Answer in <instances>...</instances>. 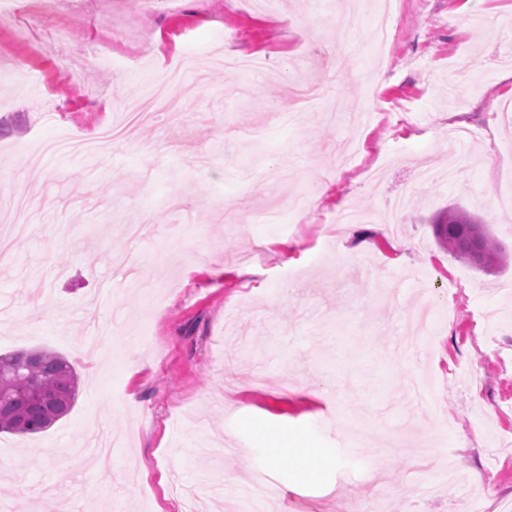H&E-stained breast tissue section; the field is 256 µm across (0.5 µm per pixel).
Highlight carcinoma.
<instances>
[{
	"label": "carcinoma",
	"instance_id": "1",
	"mask_svg": "<svg viewBox=\"0 0 512 512\" xmlns=\"http://www.w3.org/2000/svg\"><path fill=\"white\" fill-rule=\"evenodd\" d=\"M438 243L457 259L482 267L483 254L494 267L506 254L473 216L458 207L433 220ZM79 393L78 374L62 354L49 349H21L0 355V432L38 434L72 409Z\"/></svg>",
	"mask_w": 512,
	"mask_h": 512
}]
</instances>
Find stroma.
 Wrapping results in <instances>:
<instances>
[{
	"label": "stroma",
	"mask_w": 512,
	"mask_h": 512,
	"mask_svg": "<svg viewBox=\"0 0 512 512\" xmlns=\"http://www.w3.org/2000/svg\"><path fill=\"white\" fill-rule=\"evenodd\" d=\"M380 0H99L134 39L123 69L95 57L82 0L38 27L0 18V195L23 194L28 236L0 266V354L47 347L79 376L72 410L36 435L0 433V512H484L512 498V0H397L386 53ZM67 29L58 42L51 29ZM198 57L179 122L126 123L111 153L31 151L85 138ZM70 60L60 76L53 61ZM493 59L491 70L472 68ZM452 126L479 129L468 145ZM67 179H58L59 169ZM305 194L283 223L263 213ZM402 203L401 228L382 220ZM451 205L509 257L458 261L430 219ZM354 206L358 224L337 225ZM305 429L332 463L248 439ZM460 478L427 493L419 449ZM289 447V448H288ZM296 460V481L302 484L319 482L323 474L331 467L330 459L322 455L302 435H294L287 444Z\"/></svg>",
	"instance_id": "obj_1"
}]
</instances>
